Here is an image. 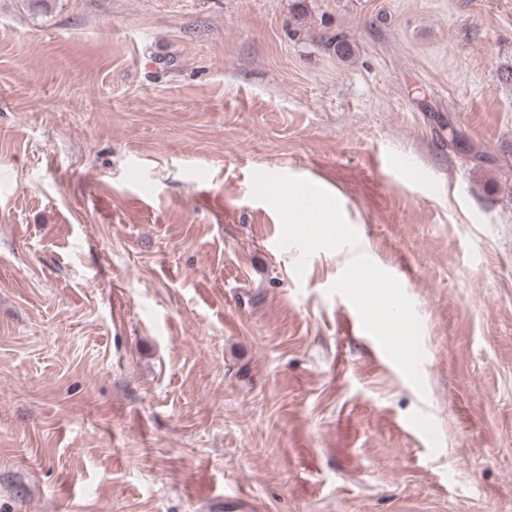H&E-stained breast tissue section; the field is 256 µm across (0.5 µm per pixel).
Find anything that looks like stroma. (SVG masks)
Segmentation results:
<instances>
[{
  "label": "stroma",
  "instance_id": "stroma-1",
  "mask_svg": "<svg viewBox=\"0 0 512 512\" xmlns=\"http://www.w3.org/2000/svg\"><path fill=\"white\" fill-rule=\"evenodd\" d=\"M511 68L512 0H0V512H512ZM256 171L339 201L422 387Z\"/></svg>",
  "mask_w": 512,
  "mask_h": 512
}]
</instances>
